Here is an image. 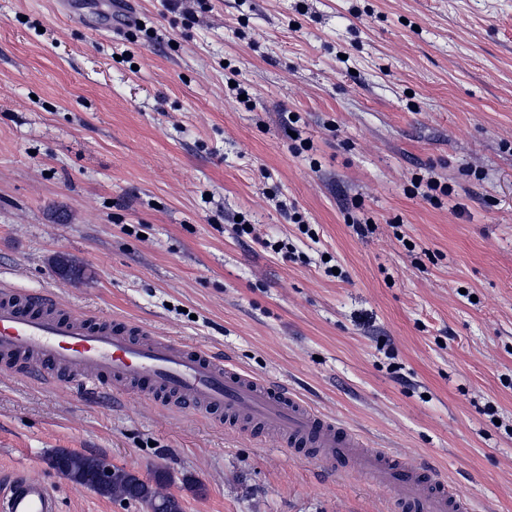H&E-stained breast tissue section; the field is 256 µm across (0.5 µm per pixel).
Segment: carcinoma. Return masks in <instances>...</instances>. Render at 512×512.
Here are the masks:
<instances>
[{"label": "carcinoma", "mask_w": 512, "mask_h": 512, "mask_svg": "<svg viewBox=\"0 0 512 512\" xmlns=\"http://www.w3.org/2000/svg\"><path fill=\"white\" fill-rule=\"evenodd\" d=\"M50 464L70 480L104 497L136 501L146 512H183L181 501L163 491L172 482L170 473L165 470L156 469L141 478L99 457L69 450L55 452Z\"/></svg>", "instance_id": "carcinoma-1"}]
</instances>
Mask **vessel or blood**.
I'll list each match as a JSON object with an SVG mask.
<instances>
[{
  "instance_id": "vessel-or-blood-1",
  "label": "vessel or blood",
  "mask_w": 512,
  "mask_h": 512,
  "mask_svg": "<svg viewBox=\"0 0 512 512\" xmlns=\"http://www.w3.org/2000/svg\"><path fill=\"white\" fill-rule=\"evenodd\" d=\"M0 368L165 400L215 414L240 430L257 427L291 453L312 451L326 467L390 488L394 512H472L470 500L430 470L369 447L358 431L295 391L143 325L67 309L48 293L0 290ZM0 512H59L58 500L44 480L18 474L0 493Z\"/></svg>"
}]
</instances>
